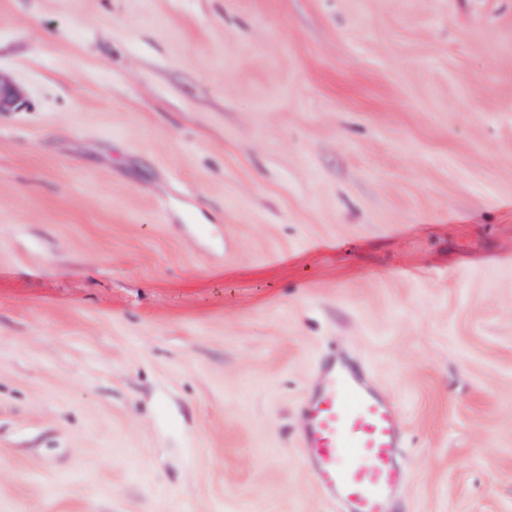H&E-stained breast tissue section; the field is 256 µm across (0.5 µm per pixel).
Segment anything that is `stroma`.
I'll use <instances>...</instances> for the list:
<instances>
[{
  "instance_id": "1",
  "label": "stroma",
  "mask_w": 512,
  "mask_h": 512,
  "mask_svg": "<svg viewBox=\"0 0 512 512\" xmlns=\"http://www.w3.org/2000/svg\"><path fill=\"white\" fill-rule=\"evenodd\" d=\"M0 512H333L343 345L392 512H512V0H0ZM25 105L24 93L15 83L0 75V113L17 112ZM311 376L300 443L318 490L337 512H389L404 479L394 459L405 441L400 411L336 347Z\"/></svg>"
}]
</instances>
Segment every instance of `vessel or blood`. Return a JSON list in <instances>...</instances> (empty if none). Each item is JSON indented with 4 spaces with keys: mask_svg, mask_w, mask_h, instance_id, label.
<instances>
[{
    "mask_svg": "<svg viewBox=\"0 0 512 512\" xmlns=\"http://www.w3.org/2000/svg\"><path fill=\"white\" fill-rule=\"evenodd\" d=\"M311 376L300 443L318 490L337 512H388L404 479L394 459L405 441L399 410L343 351L318 358Z\"/></svg>",
    "mask_w": 512,
    "mask_h": 512,
    "instance_id": "b4317fda",
    "label": "vessel or blood"
}]
</instances>
